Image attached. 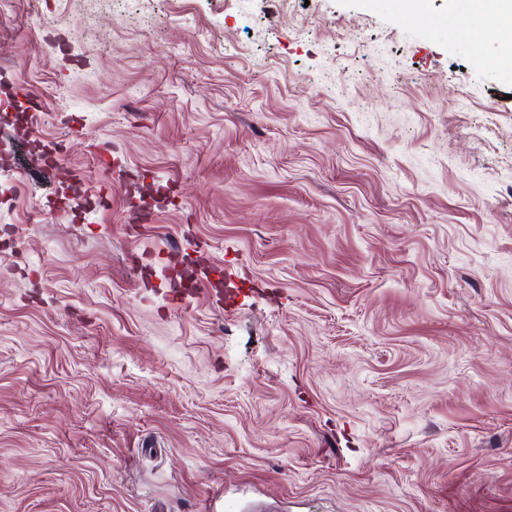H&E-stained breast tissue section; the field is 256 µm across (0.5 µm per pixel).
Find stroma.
<instances>
[{
	"mask_svg": "<svg viewBox=\"0 0 512 512\" xmlns=\"http://www.w3.org/2000/svg\"><path fill=\"white\" fill-rule=\"evenodd\" d=\"M500 54L468 0H0V512H512Z\"/></svg>",
	"mask_w": 512,
	"mask_h": 512,
	"instance_id": "stroma-1",
	"label": "stroma"
}]
</instances>
